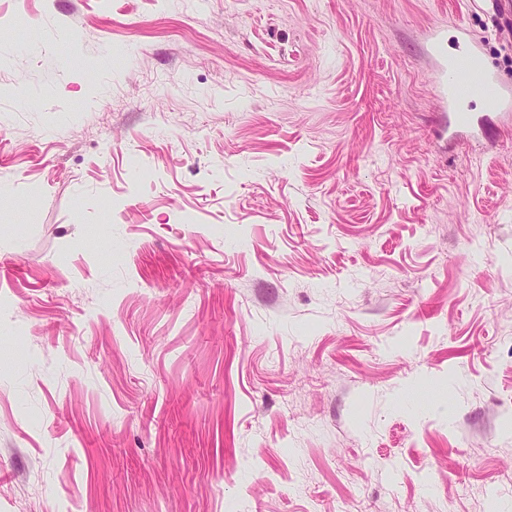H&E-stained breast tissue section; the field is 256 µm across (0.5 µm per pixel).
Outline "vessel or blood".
Here are the masks:
<instances>
[{"mask_svg": "<svg viewBox=\"0 0 512 512\" xmlns=\"http://www.w3.org/2000/svg\"><path fill=\"white\" fill-rule=\"evenodd\" d=\"M429 50L440 65L442 102L454 126L471 125L472 117L464 112L463 105L473 97L498 110L512 109V91L499 86L486 70L476 45L449 53L448 41L437 29L429 36Z\"/></svg>", "mask_w": 512, "mask_h": 512, "instance_id": "b4317fda", "label": "vessel or blood"}]
</instances>
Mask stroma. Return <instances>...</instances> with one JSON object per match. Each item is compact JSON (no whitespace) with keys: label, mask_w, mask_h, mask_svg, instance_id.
Here are the masks:
<instances>
[{"label":"stroma","mask_w":512,"mask_h":512,"mask_svg":"<svg viewBox=\"0 0 512 512\" xmlns=\"http://www.w3.org/2000/svg\"><path fill=\"white\" fill-rule=\"evenodd\" d=\"M486 0H0V512H512ZM429 50L440 65L441 93L450 122L459 128L469 127L472 117L464 112V103L481 98L488 106L509 111L512 91L497 84L483 65L481 53L470 44L456 53L448 54V40L441 30L429 36Z\"/></svg>","instance_id":"obj_1"}]
</instances>
